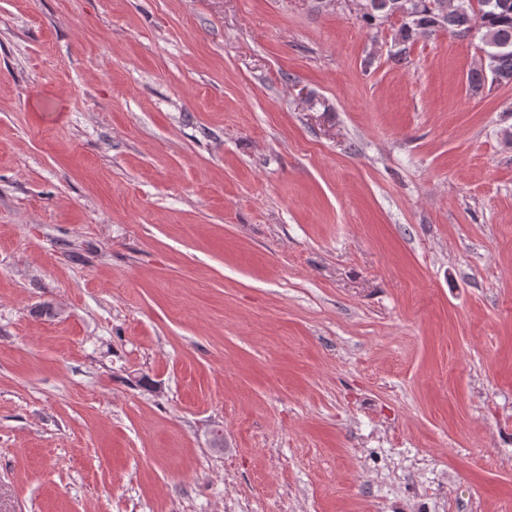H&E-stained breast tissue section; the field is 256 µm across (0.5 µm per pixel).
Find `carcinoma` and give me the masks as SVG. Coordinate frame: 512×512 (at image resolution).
<instances>
[{
	"instance_id": "obj_1",
	"label": "carcinoma",
	"mask_w": 512,
	"mask_h": 512,
	"mask_svg": "<svg viewBox=\"0 0 512 512\" xmlns=\"http://www.w3.org/2000/svg\"><path fill=\"white\" fill-rule=\"evenodd\" d=\"M370 11L362 19L370 28H377L393 14L402 17L394 37L400 49L421 33L445 29L459 37L478 35L482 40L484 59L468 75L469 86L477 91L486 82L512 83V0H483L475 11L472 0H369Z\"/></svg>"
}]
</instances>
